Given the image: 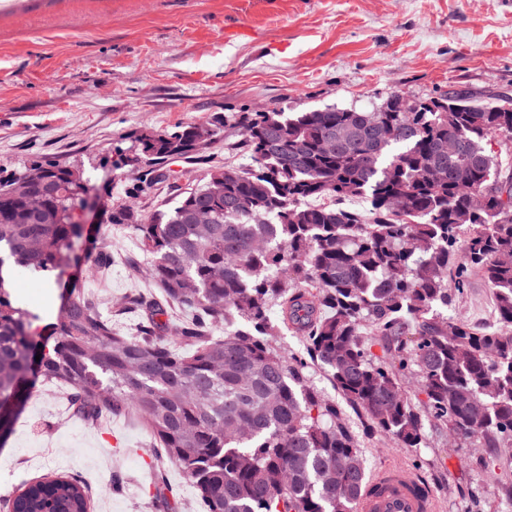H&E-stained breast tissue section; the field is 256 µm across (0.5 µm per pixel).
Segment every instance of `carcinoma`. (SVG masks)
Instances as JSON below:
<instances>
[{"label":"carcinoma","instance_id":"carcinoma-1","mask_svg":"<svg viewBox=\"0 0 512 512\" xmlns=\"http://www.w3.org/2000/svg\"><path fill=\"white\" fill-rule=\"evenodd\" d=\"M234 125L248 166L211 171L150 217L112 209L161 288L124 297L121 313L137 317L134 336L115 328L82 283L62 281L80 241L84 264L104 269L112 260V240H88L78 221L79 174L45 161L31 164L37 184L21 172L0 177V445L41 379L65 385L85 421L138 416L205 512H355L370 473L336 402L308 384L312 364L400 448L420 447L427 421L489 448L511 441L512 175L502 177L501 155L512 158V98L396 92L374 112L274 108L240 112ZM345 125L364 137L324 153L321 139ZM196 128L134 136L146 167L139 182L170 181L169 161L200 150ZM374 129L389 136L374 139ZM450 138L453 154L444 149ZM494 139L498 154L488 150ZM36 193L38 222L28 211ZM475 194L484 199L478 210ZM354 198L369 208L347 206ZM201 207L211 223H191ZM15 267L66 285L46 336L12 299ZM475 267L493 291L496 332L440 312L448 282L464 288ZM173 309L181 312L174 339L159 320ZM283 327L304 338L306 355L277 351ZM409 375L424 395L416 403L405 393ZM155 485L158 506H168L166 471ZM9 505L89 509L77 475L26 483Z\"/></svg>","mask_w":512,"mask_h":512}]
</instances>
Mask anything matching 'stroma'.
I'll list each match as a JSON object with an SVG mask.
<instances>
[{
  "label": "stroma",
  "mask_w": 512,
  "mask_h": 512,
  "mask_svg": "<svg viewBox=\"0 0 512 512\" xmlns=\"http://www.w3.org/2000/svg\"><path fill=\"white\" fill-rule=\"evenodd\" d=\"M451 90L512 97V0H0V176L44 161L82 169L97 199L80 222L88 236L111 238L112 262L96 273L76 264L68 274L126 335L136 317L119 313V304L149 283L126 262L138 241L109 222L112 205L130 201L149 216L212 169L248 163L231 148L240 134L228 122L218 143L170 162L171 185L134 197L140 165L114 162L136 134L262 105L368 110L395 92L426 99ZM46 280L23 269L11 275L13 296L34 313L39 333L56 322L62 302ZM447 315L500 328L493 291L475 271L463 293L452 294ZM306 374L337 399L368 471L398 466L423 475L436 512H512V448L488 467L484 444L457 447L434 422L421 447H396L338 400L326 368ZM158 468L180 488L168 512H203L135 417L83 421L70 415L64 388L41 384L0 445V512L22 483L62 473L86 481L90 512H156Z\"/></svg>",
  "instance_id": "stroma-1"
}]
</instances>
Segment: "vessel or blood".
I'll list each match as a JSON object with an SVG mask.
<instances>
[{
	"label": "vessel or blood",
	"mask_w": 512,
	"mask_h": 512,
	"mask_svg": "<svg viewBox=\"0 0 512 512\" xmlns=\"http://www.w3.org/2000/svg\"><path fill=\"white\" fill-rule=\"evenodd\" d=\"M432 491L406 469L388 468L372 477L357 512H435Z\"/></svg>",
	"instance_id": "b4317fda"
}]
</instances>
